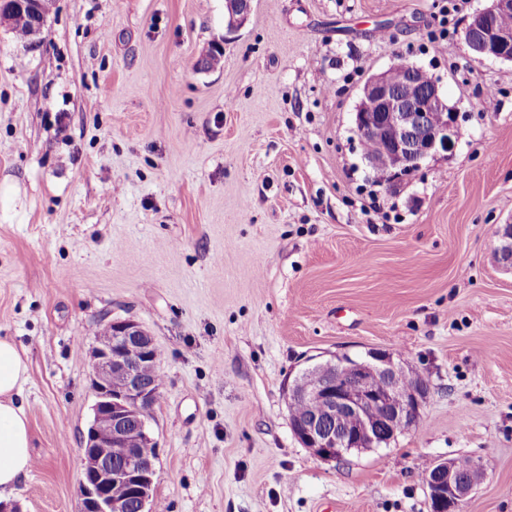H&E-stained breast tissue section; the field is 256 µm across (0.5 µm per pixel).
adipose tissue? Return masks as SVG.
Listing matches in <instances>:
<instances>
[{
    "instance_id": "1",
    "label": "adipose tissue",
    "mask_w": 512,
    "mask_h": 512,
    "mask_svg": "<svg viewBox=\"0 0 512 512\" xmlns=\"http://www.w3.org/2000/svg\"><path fill=\"white\" fill-rule=\"evenodd\" d=\"M27 379L26 357L9 337L0 336V500H9L32 467L29 423L20 399Z\"/></svg>"
}]
</instances>
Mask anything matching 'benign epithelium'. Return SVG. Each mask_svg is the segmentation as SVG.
Wrapping results in <instances>:
<instances>
[{
    "label": "benign epithelium",
    "mask_w": 512,
    "mask_h": 512,
    "mask_svg": "<svg viewBox=\"0 0 512 512\" xmlns=\"http://www.w3.org/2000/svg\"><path fill=\"white\" fill-rule=\"evenodd\" d=\"M25 7L0 17L13 27L28 24L32 35L45 22L39 17L42 0H23ZM254 0H224L226 29L235 32L247 22ZM464 28V40L473 59L512 62V28L497 19L512 15V0H489ZM407 79L391 80L392 68L367 78L355 112L359 139L376 144L366 157L372 168L401 180L422 168L439 152L453 149L457 140V115L440 94L438 81L417 80L420 67L403 60ZM496 253L500 266L512 272V224L497 231ZM158 344L138 322L109 319L103 335L94 338L90 350V382L95 395L93 418L82 438L83 476L79 486L80 512H148L155 459L142 453L156 446L148 424L139 419L142 408L152 405L162 385L143 376L156 365ZM427 389L394 361L386 351L370 350L361 359L337 356L303 370L288 399L304 403L309 415L293 429L301 444L325 461L339 460L353 450L379 448L413 426ZM357 419L350 430L345 417ZM127 449L116 464L108 448ZM432 512H463L477 482L464 480L453 459L436 461L424 473Z\"/></svg>",
    "instance_id": "1"
}]
</instances>
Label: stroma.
<instances>
[{
    "label": "stroma",
    "instance_id": "35a3bbf8",
    "mask_svg": "<svg viewBox=\"0 0 512 512\" xmlns=\"http://www.w3.org/2000/svg\"><path fill=\"white\" fill-rule=\"evenodd\" d=\"M487 5L254 0L204 72L220 0H53L26 40L0 24V336L28 360L34 456L20 512L80 510L106 317L162 352L149 512H431L426 464L461 455L485 465L463 512H512V273L494 255L512 62L463 38ZM398 57L438 78L458 138L379 183L353 117ZM371 349L426 382L419 418L318 459L288 388Z\"/></svg>",
    "mask_w": 512,
    "mask_h": 512
}]
</instances>
